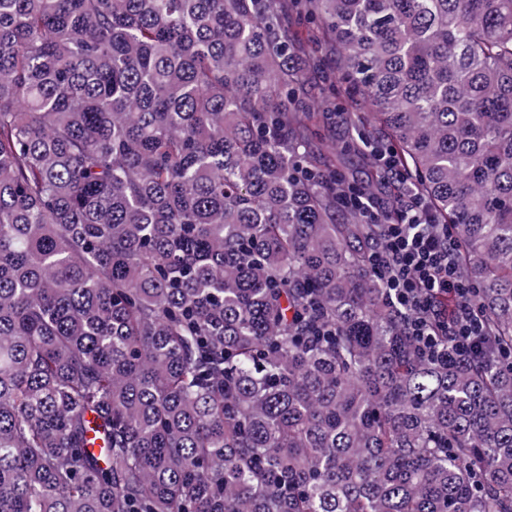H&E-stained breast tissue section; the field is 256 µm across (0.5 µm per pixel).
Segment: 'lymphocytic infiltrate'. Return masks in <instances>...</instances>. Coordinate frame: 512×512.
<instances>
[{
	"label": "lymphocytic infiltrate",
	"instance_id": "1",
	"mask_svg": "<svg viewBox=\"0 0 512 512\" xmlns=\"http://www.w3.org/2000/svg\"><path fill=\"white\" fill-rule=\"evenodd\" d=\"M351 201L367 223L382 228L371 264L423 351L441 359L449 353L483 355L488 340L470 305L472 287L460 272L456 242L446 225L435 223L426 201L409 192L388 205L363 189ZM441 293L452 295L457 302L447 320L438 319L432 306L433 297ZM444 336L452 337V348L441 344Z\"/></svg>",
	"mask_w": 512,
	"mask_h": 512
}]
</instances>
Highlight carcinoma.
<instances>
[{"mask_svg": "<svg viewBox=\"0 0 512 512\" xmlns=\"http://www.w3.org/2000/svg\"><path fill=\"white\" fill-rule=\"evenodd\" d=\"M369 127L492 353L390 305ZM510 351L512 0H0V512H512Z\"/></svg>", "mask_w": 512, "mask_h": 512, "instance_id": "cac0c4a2", "label": "carcinoma"}]
</instances>
